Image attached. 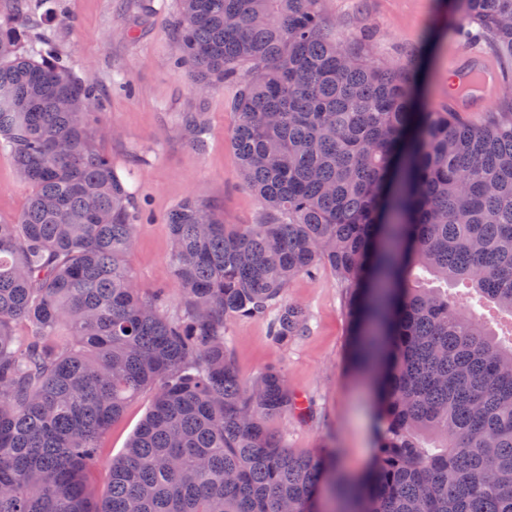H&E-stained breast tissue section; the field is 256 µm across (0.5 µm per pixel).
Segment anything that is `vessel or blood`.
<instances>
[{
    "label": "vessel or blood",
    "instance_id": "vessel-or-blood-1",
    "mask_svg": "<svg viewBox=\"0 0 512 512\" xmlns=\"http://www.w3.org/2000/svg\"><path fill=\"white\" fill-rule=\"evenodd\" d=\"M448 68L462 87L461 93L449 94V110L470 112L493 101L502 82L501 73L498 66L482 54L478 45L465 43L458 46Z\"/></svg>",
    "mask_w": 512,
    "mask_h": 512
}]
</instances>
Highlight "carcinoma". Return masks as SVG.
I'll use <instances>...</instances> for the list:
<instances>
[{"mask_svg": "<svg viewBox=\"0 0 512 512\" xmlns=\"http://www.w3.org/2000/svg\"><path fill=\"white\" fill-rule=\"evenodd\" d=\"M448 10L512 56V0ZM176 25L195 89L239 80L231 147L263 214L170 211L174 318L129 266L139 213L94 146L95 87L0 22V149L31 188L0 224V512H319L323 486L342 512H512V321L504 341L444 289L512 316V111L418 108L420 54L392 68L332 41L325 0H178ZM322 266L379 375L377 457L355 480L268 428L307 411L279 369L242 380L224 334L275 309L277 343L304 335L284 295ZM147 390L96 498L101 439Z\"/></svg>", "mask_w": 512, "mask_h": 512, "instance_id": "cac0c4a2", "label": "carcinoma"}]
</instances>
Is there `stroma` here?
<instances>
[{
    "instance_id": "35a3bbf8",
    "label": "stroma",
    "mask_w": 512,
    "mask_h": 512,
    "mask_svg": "<svg viewBox=\"0 0 512 512\" xmlns=\"http://www.w3.org/2000/svg\"><path fill=\"white\" fill-rule=\"evenodd\" d=\"M176 0H46L35 18L68 56L78 77L98 89L95 144L110 156L127 182L135 203L151 220L137 229L129 257L135 281L144 292L173 288L166 222L182 200L209 201L227 224H254L262 207L243 179L230 147L236 117V82L194 90L175 30ZM333 40L353 46L361 29L372 35L371 61L395 65L423 49L419 100L437 105L448 96V59L458 43L448 31L442 0H326ZM204 113L208 131L196 145L183 118ZM29 187L0 150V222L23 210ZM286 301L305 308L309 329L289 344L270 336L264 319L228 320V353L242 379L270 367L280 368L290 389L310 405L306 418H274L270 430L296 452L331 449L348 477L371 467L376 446L375 382L350 358L344 293L329 268L300 276L289 285ZM152 393L140 395L104 435V451L89 470L95 496L107 490L112 461L124 452L150 409Z\"/></svg>"
}]
</instances>
